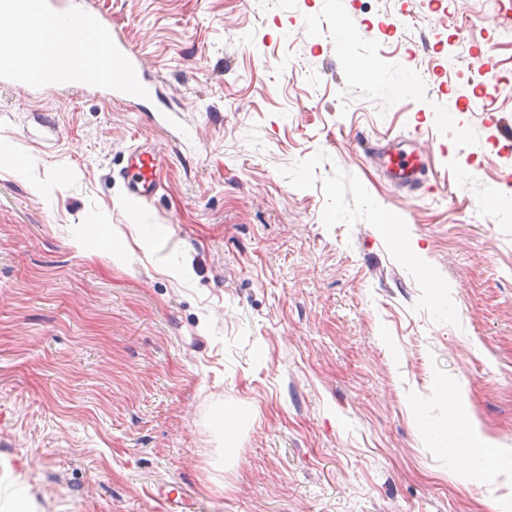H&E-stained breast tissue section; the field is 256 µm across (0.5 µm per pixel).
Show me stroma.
Here are the masks:
<instances>
[{"mask_svg": "<svg viewBox=\"0 0 512 512\" xmlns=\"http://www.w3.org/2000/svg\"><path fill=\"white\" fill-rule=\"evenodd\" d=\"M85 2L152 94L0 84V502L512 512L511 469L463 480L429 434L453 383L512 455V0ZM386 163L387 168L392 172L396 179L407 189H413L418 184V174L420 173V162L413 152L407 154L400 148L387 146L378 151ZM131 154L133 172L129 180L130 193L138 199L148 200L157 186L154 174L156 167L154 155L143 146L133 148Z\"/></svg>", "mask_w": 512, "mask_h": 512, "instance_id": "stroma-1", "label": "stroma"}]
</instances>
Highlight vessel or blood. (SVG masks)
<instances>
[{"mask_svg":"<svg viewBox=\"0 0 512 512\" xmlns=\"http://www.w3.org/2000/svg\"><path fill=\"white\" fill-rule=\"evenodd\" d=\"M36 9L42 20L56 33L64 34L78 30L83 37V57L77 62H63L55 56H48L45 75L59 84L74 87L97 86L106 89L111 95L129 101H141L151 95L150 88L141 80L140 58L114 34L97 13L86 8L82 0H0V12L22 14L28 9ZM0 39L11 42L13 57L0 67V82L21 84L30 81L31 75L24 55L23 43L14 41L10 31L0 32ZM106 44L110 54L113 77L102 76L98 71L95 49L98 44ZM133 172L129 180V190L138 199H149L157 186L154 170L156 162L153 153L138 146L132 149ZM380 155L388 169L406 188L418 184L420 162L416 156L394 146L381 149Z\"/></svg>","mask_w":512,"mask_h":512,"instance_id":"1","label":"vessel or blood"}]
</instances>
